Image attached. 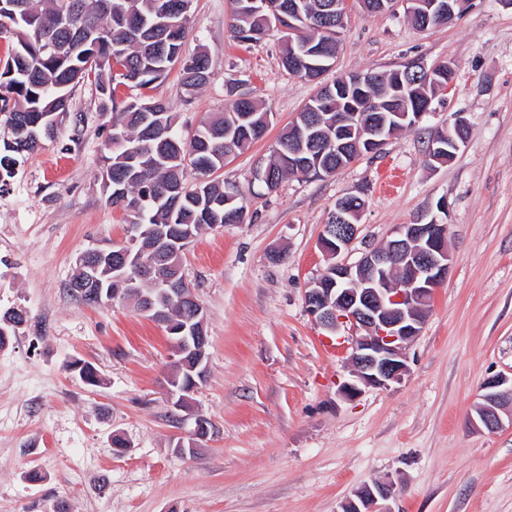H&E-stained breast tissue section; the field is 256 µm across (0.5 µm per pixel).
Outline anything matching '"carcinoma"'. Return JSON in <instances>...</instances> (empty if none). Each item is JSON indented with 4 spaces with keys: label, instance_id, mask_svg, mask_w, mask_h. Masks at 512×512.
<instances>
[{
    "label": "carcinoma",
    "instance_id": "cac0c4a2",
    "mask_svg": "<svg viewBox=\"0 0 512 512\" xmlns=\"http://www.w3.org/2000/svg\"><path fill=\"white\" fill-rule=\"evenodd\" d=\"M0 0V20L11 22L7 40L14 44L0 62V124L11 138L0 147V172L11 174L17 162L56 136L58 128H46L52 117L67 115L69 93L76 84L93 78L102 105L112 106L111 130L106 139L108 155L101 172L103 189L110 204L120 207L128 218L124 244L107 249L101 265L99 285L72 297L87 305H100L122 296L135 306L149 304L158 314L155 322L179 326L190 318L177 303L174 293L150 280L134 292L119 278L112 257L131 251L129 265L154 254L156 235L170 227H182L199 235L214 224L247 209L242 191L224 197V181L214 173L224 168L228 157L240 154L264 137L273 125V113L255 101H234L224 114L201 121L188 139L177 128V117L167 105L148 94L153 85L179 68L180 81L188 96L207 85L208 55L199 51L182 55L189 35L194 0ZM233 38L239 42L259 41L278 16H288L296 3L299 32L283 51L282 65L296 77L315 81L321 71L307 66L294 54L297 42L313 43L321 52L336 57L339 30L333 0H229ZM406 69L381 75L374 71L339 77L320 86L292 125L284 128L266 159L275 183L290 175L315 177L303 165L305 156H295L288 147H301L307 137L324 150L322 164L331 174L347 167L352 158L336 152V114L358 112L362 121L388 118L394 130L409 126L401 119L406 112L430 104L433 86H415L401 91L398 75ZM137 94L116 107L119 87ZM192 169L196 182L186 183ZM26 311L11 308L0 313L1 336L16 334ZM168 385L175 390L192 384L181 356L171 353ZM73 371L88 385L98 382L95 368L76 359Z\"/></svg>",
    "mask_w": 512,
    "mask_h": 512
}]
</instances>
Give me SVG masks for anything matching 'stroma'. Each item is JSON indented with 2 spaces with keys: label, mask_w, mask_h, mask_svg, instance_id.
<instances>
[{
  "label": "stroma",
  "mask_w": 512,
  "mask_h": 512,
  "mask_svg": "<svg viewBox=\"0 0 512 512\" xmlns=\"http://www.w3.org/2000/svg\"><path fill=\"white\" fill-rule=\"evenodd\" d=\"M230 24L228 0H194L183 53L207 52L210 81L189 97L174 70L153 90L186 137L241 96L275 115L220 172L247 192L246 221L204 230L183 256L209 338L191 411L167 392L162 328L123 301L86 306L68 291L82 252L127 237L102 187L111 115L94 85L74 86L57 138L0 184V311L29 315L0 348V512H338L355 490L386 479L398 489L391 512H512V426L468 423L482 384L512 376V8L471 0L453 24L423 31L403 7H353L323 81L449 61L453 86L423 125L378 152L262 196L250 193L253 171L316 87L284 69L285 30L241 45ZM458 112L470 123L465 147L428 165L429 128ZM348 193L364 205L345 261L442 197L452 255L407 349V374L351 400L338 387L352 330L327 332L305 304L328 265L323 227ZM332 342L340 351L330 359L323 346ZM75 358L94 366L99 386L69 371ZM197 413L213 433L197 456L176 455ZM116 434L127 451H113ZM33 469L42 481L27 480Z\"/></svg>",
  "instance_id": "stroma-1"
}]
</instances>
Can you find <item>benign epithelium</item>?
I'll use <instances>...</instances> for the list:
<instances>
[{"label": "benign epithelium", "instance_id": "obj_1", "mask_svg": "<svg viewBox=\"0 0 512 512\" xmlns=\"http://www.w3.org/2000/svg\"><path fill=\"white\" fill-rule=\"evenodd\" d=\"M468 0H427L421 14L425 20L446 19L453 23L464 11ZM470 125L461 113L452 123L430 131L427 154L443 150V140L453 152L466 142ZM393 131L382 120L361 130V137L370 152L378 151ZM448 198H440L435 208L428 209L412 224H401L391 232V240L382 248H372L360 260L349 264L341 255L352 244L358 233L361 211L345 206L336 207V223L324 225L320 247L331 259L327 272L311 281L305 292V304L314 320L330 333L344 325L354 331L351 352L347 359L349 378L341 385L340 394L353 398L364 387H387L402 380L408 371L406 349L419 336L434 293L447 280L450 268L447 217ZM99 250L85 252L80 259L82 280L95 284L98 265L93 256ZM154 261L143 260L133 272L124 273L128 287H138L145 275L154 273ZM162 285L172 288L178 300L195 311L199 326L206 324L202 305L186 280L177 283L166 279ZM177 354L191 358L192 370L199 378L208 371L207 339L197 333L169 338ZM481 402L469 424L489 432L503 425L501 414L512 416V377L496 376L484 383ZM213 427L207 418L197 415L190 445L199 446L208 439ZM396 495V485L390 481H376L365 485L340 505L341 512H391L384 502Z\"/></svg>", "mask_w": 512, "mask_h": 512}]
</instances>
